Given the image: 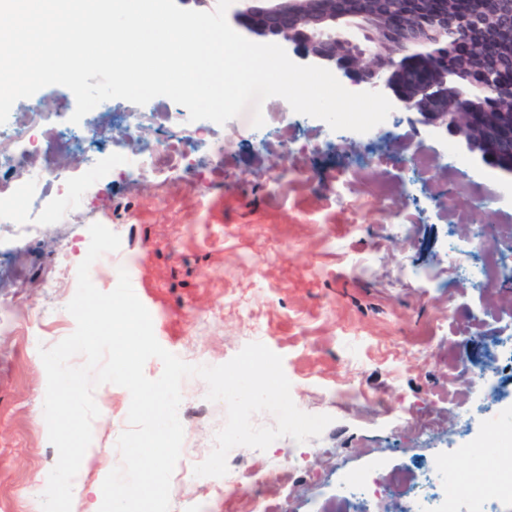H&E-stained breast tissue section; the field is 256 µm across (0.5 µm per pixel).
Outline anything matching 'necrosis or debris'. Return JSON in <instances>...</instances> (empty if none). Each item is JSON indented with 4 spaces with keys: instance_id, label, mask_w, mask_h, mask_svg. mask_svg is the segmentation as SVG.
<instances>
[{
    "instance_id": "1",
    "label": "necrosis or debris",
    "mask_w": 512,
    "mask_h": 512,
    "mask_svg": "<svg viewBox=\"0 0 512 512\" xmlns=\"http://www.w3.org/2000/svg\"><path fill=\"white\" fill-rule=\"evenodd\" d=\"M67 100L52 106L32 103L0 130V223L20 228L30 224L26 209L46 188L56 190L54 203L44 212L43 223L65 224L71 208L80 206L97 172L117 169L140 179L159 178L193 148H203L223 156L221 142L206 138L204 129L190 122L185 107H177L172 131L160 139L144 140L142 148L129 153L112 141V128L106 118L114 115L111 102L95 108L90 122H71ZM39 152L47 164L30 171L27 159ZM476 259L466 270L478 285L512 277V248L498 238H478ZM493 463L499 470L491 486L454 471L436 470L423 465L410 466L397 477L400 488L397 512H460L468 505L473 512H490L492 504L512 499V444H495ZM371 474L347 478L336 512H375Z\"/></svg>"
}]
</instances>
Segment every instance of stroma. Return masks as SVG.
Wrapping results in <instances>:
<instances>
[{"label":"stroma","instance_id":"35a3bbf8","mask_svg":"<svg viewBox=\"0 0 512 512\" xmlns=\"http://www.w3.org/2000/svg\"><path fill=\"white\" fill-rule=\"evenodd\" d=\"M266 146L249 142L242 118L218 126L223 159L192 151L181 170L158 184L104 174L67 224H34L24 235L0 229V263L16 277V308L0 315V512H41L40 497L57 461L43 413L47 377L40 347H52L76 324L66 309L77 286L91 224L118 234L121 247L91 271L112 291L126 270L152 316L157 341L193 365H221L260 342L283 359L295 405L333 421L320 437H288L267 450L239 448L244 466L223 485L192 482L188 469L208 457L226 407L206 399L197 377L181 385L179 414L187 432L183 466L171 477L170 506L193 512H334L346 473L372 470L377 512H395L386 491L410 463L427 462L495 479L490 462L459 448L486 436L501 419L481 403L473 367L491 337H512V287L455 280L456 308L442 314L444 289L395 275L403 263L444 273L449 243L467 247L485 226L512 227V204L493 199L498 177L468 167L449 171V135L392 113L395 156L418 154L428 171L362 161L353 136L331 141L319 119L266 100ZM453 181H470L486 204L454 198L436 204ZM403 213V229L390 221ZM64 271L63 287L52 277ZM95 460L86 487L101 488L100 460L118 466L131 397L105 383L93 392ZM291 457V471L278 469ZM273 463L253 485L246 468Z\"/></svg>","mask_w":512,"mask_h":512}]
</instances>
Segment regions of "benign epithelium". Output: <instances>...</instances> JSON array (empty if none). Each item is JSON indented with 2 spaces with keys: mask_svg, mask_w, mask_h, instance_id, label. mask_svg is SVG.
<instances>
[{
  "mask_svg": "<svg viewBox=\"0 0 512 512\" xmlns=\"http://www.w3.org/2000/svg\"><path fill=\"white\" fill-rule=\"evenodd\" d=\"M234 24L257 43H276L307 64L348 80L355 92L379 91L410 120L446 132L459 153L512 182V53L486 64L472 39L488 24L512 38V7L476 17L448 0H238ZM419 62L414 77L407 67Z\"/></svg>",
  "mask_w": 512,
  "mask_h": 512,
  "instance_id": "benign-epithelium-1",
  "label": "benign epithelium"
}]
</instances>
